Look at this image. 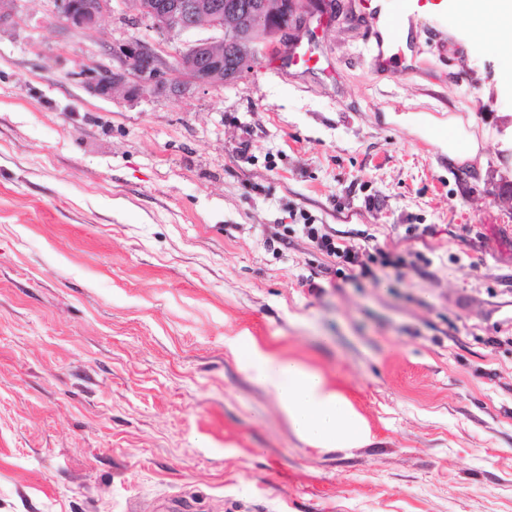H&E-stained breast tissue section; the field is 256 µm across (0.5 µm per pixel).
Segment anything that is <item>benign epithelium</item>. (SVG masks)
<instances>
[{"instance_id": "7a95c632", "label": "benign epithelium", "mask_w": 512, "mask_h": 512, "mask_svg": "<svg viewBox=\"0 0 512 512\" xmlns=\"http://www.w3.org/2000/svg\"><path fill=\"white\" fill-rule=\"evenodd\" d=\"M59 16L74 30L95 26L111 11V0H56ZM138 12L158 29L182 34L199 28L221 32L218 40H198L182 52L176 63L160 45L129 41L112 50L116 66L88 73L86 86L99 97L136 99L146 93L185 96L197 86L214 85L224 75L230 80L253 67L267 54H275L299 30L279 22L282 12L303 13L301 0H253L240 7L237 0H136ZM237 49L239 63L224 70V46Z\"/></svg>"}]
</instances>
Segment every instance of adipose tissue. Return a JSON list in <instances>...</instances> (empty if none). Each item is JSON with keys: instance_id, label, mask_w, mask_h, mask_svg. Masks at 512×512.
I'll use <instances>...</instances> for the list:
<instances>
[{"instance_id": "adipose-tissue-1", "label": "adipose tissue", "mask_w": 512, "mask_h": 512, "mask_svg": "<svg viewBox=\"0 0 512 512\" xmlns=\"http://www.w3.org/2000/svg\"><path fill=\"white\" fill-rule=\"evenodd\" d=\"M456 20L484 24L490 32L512 29V0H451ZM231 352L274 394L289 428L315 448H353L370 439L366 418L325 375L303 360L264 350L248 335L228 338Z\"/></svg>"}]
</instances>
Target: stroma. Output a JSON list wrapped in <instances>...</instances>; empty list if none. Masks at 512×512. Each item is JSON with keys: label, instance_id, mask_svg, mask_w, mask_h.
Returning a JSON list of instances; mask_svg holds the SVG:
<instances>
[{"label": "stroma", "instance_id": "1", "mask_svg": "<svg viewBox=\"0 0 512 512\" xmlns=\"http://www.w3.org/2000/svg\"><path fill=\"white\" fill-rule=\"evenodd\" d=\"M305 2L317 68L133 101L83 71L211 30L0 5V512H512V33L423 12L383 72L359 0ZM244 331L370 443L301 441ZM463 138L466 141L467 153L475 156L479 150V144L473 136L464 134L462 121L460 119L448 120V153L455 154L454 142L456 139ZM305 229L307 230L308 237L312 239L319 250L326 251L327 253L336 255L338 257H342L348 263L352 265L356 264L361 269L364 267V264H361V261H359L358 253H352V250L349 248L341 249L340 246H336V243L326 235H319L318 230L312 225H305Z\"/></svg>", "mask_w": 512, "mask_h": 512}]
</instances>
